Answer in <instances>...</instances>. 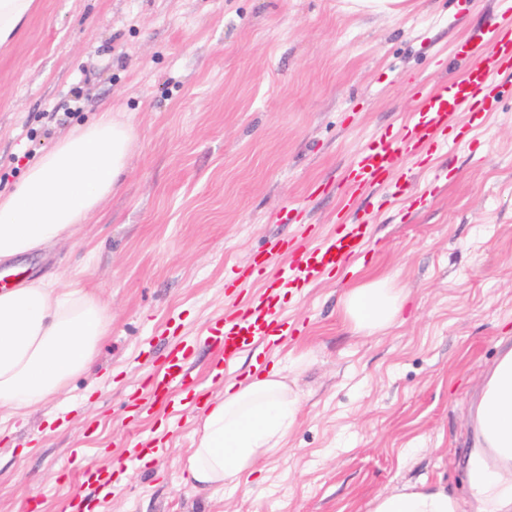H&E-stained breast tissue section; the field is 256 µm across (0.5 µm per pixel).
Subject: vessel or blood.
Here are the masks:
<instances>
[{
    "mask_svg": "<svg viewBox=\"0 0 512 512\" xmlns=\"http://www.w3.org/2000/svg\"><path fill=\"white\" fill-rule=\"evenodd\" d=\"M492 65L467 69L458 80L435 87L423 86L418 110L420 117L400 140L376 138L353 163L354 189L383 187L389 180L401 152L417 154L438 140L447 129L449 115L463 109L485 112L494 109L505 79L512 77V30L497 35L488 44ZM362 244L357 234L328 236L316 245L303 242L294 247L295 260L274 279L273 287L299 288L310 279L336 271ZM283 325L280 307L273 298L228 310L211 328V339L221 358L232 361L245 348L263 343ZM190 358L184 349L165 351L157 371L151 373L148 395L152 400L171 399L176 389L194 386Z\"/></svg>",
    "mask_w": 512,
    "mask_h": 512,
    "instance_id": "1",
    "label": "vessel or blood"
}]
</instances>
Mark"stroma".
I'll use <instances>...</instances> for the list:
<instances>
[{"label": "stroma", "mask_w": 512, "mask_h": 512, "mask_svg": "<svg viewBox=\"0 0 512 512\" xmlns=\"http://www.w3.org/2000/svg\"><path fill=\"white\" fill-rule=\"evenodd\" d=\"M0 51V188L62 135L112 108L137 138L119 189L77 240L22 257L81 282L112 312L94 368L24 416H0V512H65L81 469L113 467L133 434L150 461L115 470L87 512H370L377 497L443 481L467 496L468 411L512 342V89L455 113L446 142L401 155L384 190L346 193L378 135L401 138L417 82L460 79L464 42L505 21L498 0H409L403 14L351 0H37ZM369 238L343 270L279 300L295 334L212 376L208 329L226 285L275 238L308 229ZM395 277L409 300L384 333L353 331L346 290ZM190 344L208 397L284 367L298 395L281 448L237 487L181 477L193 394L130 414L169 347Z\"/></svg>", "instance_id": "1"}]
</instances>
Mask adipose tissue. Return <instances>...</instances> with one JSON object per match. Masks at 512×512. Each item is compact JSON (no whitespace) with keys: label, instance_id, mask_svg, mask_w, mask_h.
<instances>
[{"label":"adipose tissue","instance_id":"obj_1","mask_svg":"<svg viewBox=\"0 0 512 512\" xmlns=\"http://www.w3.org/2000/svg\"><path fill=\"white\" fill-rule=\"evenodd\" d=\"M135 140L112 112L76 126L30 161L14 189L0 192V262L69 241L111 195ZM408 295L394 278L360 283L343 295L346 318L374 334L401 319ZM112 327L100 298L80 285L60 288L30 277L0 289V410L24 414L60 394L87 372ZM284 368L225 386L194 429L182 469L204 488L237 485L240 474L280 447L297 417ZM468 464L471 512H512V345L483 375L470 413ZM373 512H460L441 484L376 499Z\"/></svg>","mask_w":512,"mask_h":512}]
</instances>
